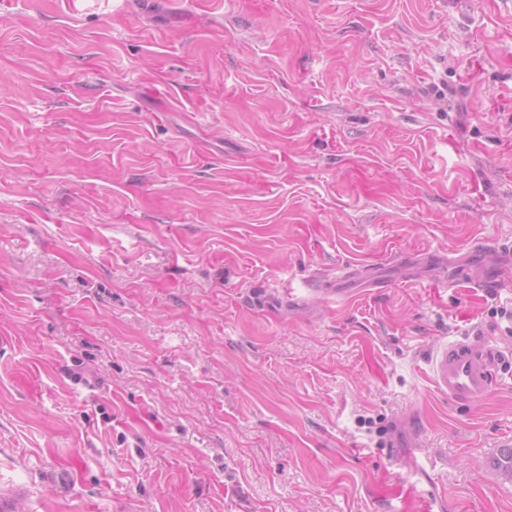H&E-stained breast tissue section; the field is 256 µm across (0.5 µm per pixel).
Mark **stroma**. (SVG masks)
I'll return each instance as SVG.
<instances>
[{"mask_svg": "<svg viewBox=\"0 0 512 512\" xmlns=\"http://www.w3.org/2000/svg\"><path fill=\"white\" fill-rule=\"evenodd\" d=\"M506 241L512 0H0V494L512 512V287L404 260ZM476 325L460 407L430 360ZM480 328L470 327L459 338L438 348L431 368L438 391L459 406H473L487 396L494 382L499 352Z\"/></svg>", "mask_w": 512, "mask_h": 512, "instance_id": "stroma-1", "label": "stroma"}]
</instances>
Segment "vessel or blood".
<instances>
[{
	"label": "vessel or blood",
	"mask_w": 512,
	"mask_h": 512,
	"mask_svg": "<svg viewBox=\"0 0 512 512\" xmlns=\"http://www.w3.org/2000/svg\"><path fill=\"white\" fill-rule=\"evenodd\" d=\"M499 353L479 328H469L459 338L440 346L431 359L438 391L459 406L480 403L494 382Z\"/></svg>",
	"instance_id": "vessel-or-blood-1"
}]
</instances>
